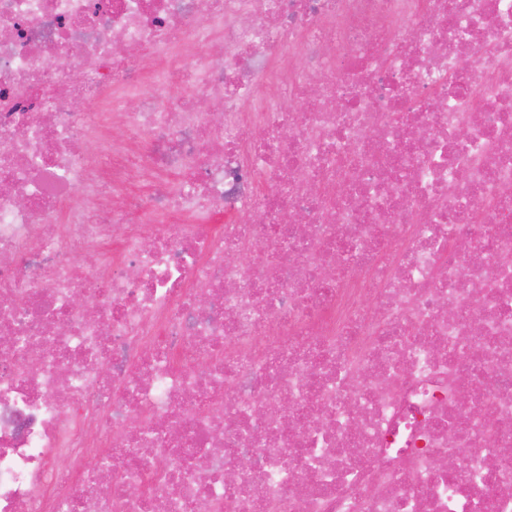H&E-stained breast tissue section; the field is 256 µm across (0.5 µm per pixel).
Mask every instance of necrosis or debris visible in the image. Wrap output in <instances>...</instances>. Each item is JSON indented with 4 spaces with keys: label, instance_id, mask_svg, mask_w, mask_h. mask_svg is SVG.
<instances>
[{
    "label": "necrosis or debris",
    "instance_id": "necrosis-or-debris-1",
    "mask_svg": "<svg viewBox=\"0 0 512 512\" xmlns=\"http://www.w3.org/2000/svg\"><path fill=\"white\" fill-rule=\"evenodd\" d=\"M0 512H512V0H0ZM176 180L177 176L173 173L165 171L154 172L151 170H142L132 174L130 187L133 192L140 194L146 193L159 182L170 181L171 183H174Z\"/></svg>",
    "mask_w": 512,
    "mask_h": 512
}]
</instances>
